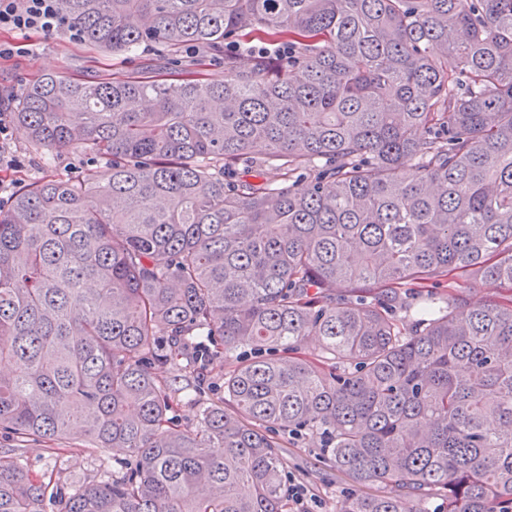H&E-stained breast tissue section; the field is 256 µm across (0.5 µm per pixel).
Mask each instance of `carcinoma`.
I'll return each mask as SVG.
<instances>
[{
  "mask_svg": "<svg viewBox=\"0 0 512 512\" xmlns=\"http://www.w3.org/2000/svg\"><path fill=\"white\" fill-rule=\"evenodd\" d=\"M61 7L103 51L224 52L18 103L33 151L101 166L0 208V429L136 459L61 512H288L279 431L321 438L339 512H512V293L467 301L512 286V0ZM242 35L288 59L240 69ZM199 336L236 365L183 431L155 368L199 373ZM48 490L0 455V512ZM194 58L190 56L189 48H182L178 52L176 60L171 62L172 65H169L171 69L167 72H171L170 74L182 73L183 75L186 72H200L212 78H219L224 75V65L221 58H206L202 66L194 65Z\"/></svg>",
  "mask_w": 512,
  "mask_h": 512,
  "instance_id": "obj_1",
  "label": "carcinoma"
}]
</instances>
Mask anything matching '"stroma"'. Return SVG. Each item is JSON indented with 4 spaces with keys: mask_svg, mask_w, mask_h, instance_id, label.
I'll return each instance as SVG.
<instances>
[{
    "mask_svg": "<svg viewBox=\"0 0 512 512\" xmlns=\"http://www.w3.org/2000/svg\"><path fill=\"white\" fill-rule=\"evenodd\" d=\"M20 40L30 44V53L0 63V99L10 108L15 106L25 88L41 75L54 73L85 81L118 77L148 71L157 54L153 47L127 54L97 53L89 50L83 41L71 40L65 34L48 36L30 32L21 35ZM12 135V147L22 166L0 173V179L6 180L10 187L47 176L62 179L85 176L95 169L84 152L59 153L52 168H44L40 157L30 151L22 130L13 128ZM3 452L19 458L32 476L50 480L54 492L62 495L122 475L132 463L126 449L93 448L80 439L58 447L32 443L20 448L10 434L0 430V453ZM280 455L286 474L307 486L320 501L322 512H337L352 486L328 461L318 439L284 436Z\"/></svg>",
    "mask_w": 512,
    "mask_h": 512,
    "instance_id": "35a3bbf8",
    "label": "stroma"
}]
</instances>
